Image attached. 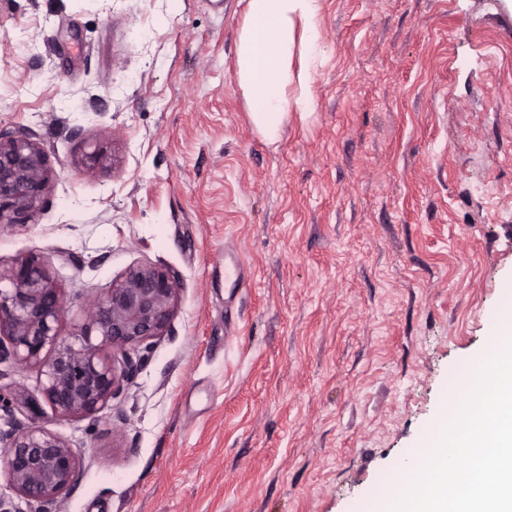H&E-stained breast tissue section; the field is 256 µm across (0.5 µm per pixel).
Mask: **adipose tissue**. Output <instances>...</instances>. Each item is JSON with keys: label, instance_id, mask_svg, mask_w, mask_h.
<instances>
[{"label": "adipose tissue", "instance_id": "obj_1", "mask_svg": "<svg viewBox=\"0 0 512 512\" xmlns=\"http://www.w3.org/2000/svg\"><path fill=\"white\" fill-rule=\"evenodd\" d=\"M322 0H247L235 67L249 117L276 141L289 112L313 104V67L320 54Z\"/></svg>", "mask_w": 512, "mask_h": 512}]
</instances>
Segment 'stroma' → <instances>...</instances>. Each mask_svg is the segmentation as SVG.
Here are the masks:
<instances>
[{"instance_id": "35a3bbf8", "label": "stroma", "mask_w": 512, "mask_h": 512, "mask_svg": "<svg viewBox=\"0 0 512 512\" xmlns=\"http://www.w3.org/2000/svg\"><path fill=\"white\" fill-rule=\"evenodd\" d=\"M245 6L0 0V129L53 172L0 264L50 265L66 334L131 266L179 281L103 411L24 414L85 457L60 512H385L469 395L449 375L482 372L512 287V0H323L313 104L272 144L234 67Z\"/></svg>"}]
</instances>
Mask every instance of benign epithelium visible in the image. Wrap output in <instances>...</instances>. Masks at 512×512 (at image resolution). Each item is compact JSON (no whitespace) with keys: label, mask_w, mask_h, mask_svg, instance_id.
<instances>
[{"label":"benign epithelium","mask_w":512,"mask_h":512,"mask_svg":"<svg viewBox=\"0 0 512 512\" xmlns=\"http://www.w3.org/2000/svg\"><path fill=\"white\" fill-rule=\"evenodd\" d=\"M51 171L27 128L0 131V222L23 224ZM178 282L157 264L132 267L87 295L83 317L61 334L67 300L47 264L31 257L0 266V363L39 369L37 392L0 384V471L33 512H58L77 484L84 457L61 435L19 420L45 402L61 418L93 417L130 386L176 315Z\"/></svg>","instance_id":"1"}]
</instances>
